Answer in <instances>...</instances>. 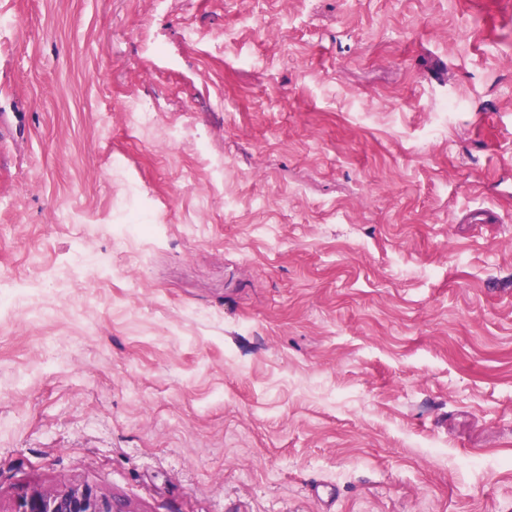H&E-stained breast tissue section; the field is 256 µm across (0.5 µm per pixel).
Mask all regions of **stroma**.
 <instances>
[{"instance_id":"1","label":"stroma","mask_w":512,"mask_h":512,"mask_svg":"<svg viewBox=\"0 0 512 512\" xmlns=\"http://www.w3.org/2000/svg\"><path fill=\"white\" fill-rule=\"evenodd\" d=\"M1 16L0 512H512V0ZM16 512H117L112 501L89 487L35 490L23 496Z\"/></svg>"}]
</instances>
